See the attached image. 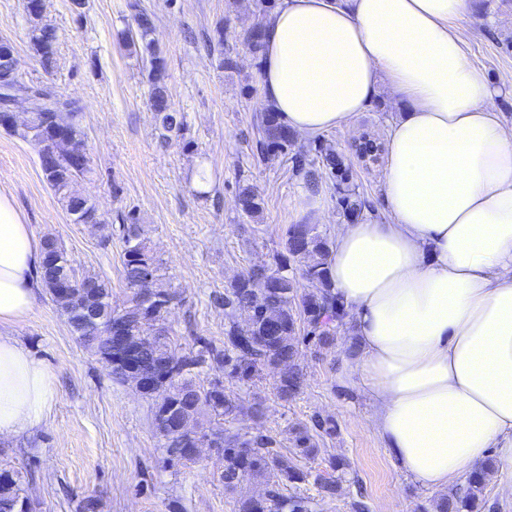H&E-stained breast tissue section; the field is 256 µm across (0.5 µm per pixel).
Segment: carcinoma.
Instances as JSON below:
<instances>
[{"label": "carcinoma", "mask_w": 512, "mask_h": 512, "mask_svg": "<svg viewBox=\"0 0 512 512\" xmlns=\"http://www.w3.org/2000/svg\"><path fill=\"white\" fill-rule=\"evenodd\" d=\"M23 8L29 23V41L43 68L49 70L55 65V30L43 20L44 11L34 7V0H25ZM135 17L137 39L132 45L149 64L150 107L164 131L179 133L184 129L185 117L174 110L169 101L164 61L154 49L157 43L154 18L143 10ZM243 43L254 55L261 51V24L244 32ZM12 52V44L0 40V121H7V113L2 108L16 90L30 92L34 106L26 122L13 123L5 131L32 142L40 156L57 148L60 137L84 141L85 132L75 102L48 86L25 81L7 62ZM259 134L257 154L260 159L288 152L292 133L280 122L276 112L261 113ZM289 161L292 174L302 175L310 183L316 185L325 178L332 181L344 217L357 218L371 210L369 201L352 182L345 155L336 149L320 143L314 157L299 153ZM42 172L74 223H104L96 206L73 189L79 178L91 172L88 156L63 151ZM237 202L247 218H257L262 212L263 199L256 186L247 180L238 182ZM119 232L124 243L122 278L131 292L122 309L112 307L110 281L95 273L75 271L74 283L67 284L45 260L39 278L76 340L98 357L112 354L114 378L128 382V367L132 363L144 368L168 366L176 371L175 380L158 395L145 394L154 401L152 425L163 438L162 448L167 459L181 463L193 461L179 438L169 436L159 425L170 405L185 396L190 402L187 421L193 429L223 435L220 481L224 488H234L246 475L265 486L262 494L239 499L237 512H311L308 498L296 492L283 494V488L289 485L296 488L310 480L325 495H335L336 479L332 474H313L290 464L280 451L282 439L262 427L244 434L224 435V419L233 418L244 409L253 418L262 419L265 415L263 402L254 401L245 406L224 389L222 381L206 384L199 378L200 369L206 367L222 372L231 381L245 384L263 371L275 370L286 363L288 372L278 376L275 383L277 395L289 400L301 392L304 374L297 363L300 340L308 338L317 349H328L336 344L337 329L343 325L344 313L336 307V296L328 277L333 242L321 234L315 224L291 225L283 251L277 254L274 263L249 266L224 286V295L215 298V302L224 307L222 345L200 339L187 352L179 354L171 346L166 326L168 305L175 295L165 282L162 264L142 239L141 227L133 212L122 216ZM43 245L44 256L54 255L66 267L73 268L66 249L57 238L47 236ZM147 271L151 282L145 294L140 284ZM298 275L307 282V288L301 293L296 288ZM118 319L123 320L125 335L130 337L128 346L123 349L111 348L107 338L100 334ZM321 433L334 435L336 423L316 417L311 427L299 425L290 429L288 441L301 455L311 456L319 451ZM489 471L488 465L480 468L477 475L469 478L464 492H454L436 501L435 512H481L485 508L481 494ZM25 499L21 473L0 468V512H18L20 502Z\"/></svg>", "instance_id": "1"}]
</instances>
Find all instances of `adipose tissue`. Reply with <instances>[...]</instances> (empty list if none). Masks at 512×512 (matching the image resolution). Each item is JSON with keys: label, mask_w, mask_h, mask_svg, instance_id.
I'll list each match as a JSON object with an SVG mask.
<instances>
[{"label": "adipose tissue", "mask_w": 512, "mask_h": 512, "mask_svg": "<svg viewBox=\"0 0 512 512\" xmlns=\"http://www.w3.org/2000/svg\"><path fill=\"white\" fill-rule=\"evenodd\" d=\"M470 0H283L262 24L260 81L302 135L346 124L387 89L390 220L344 224L328 275L369 427L421 487L489 452L512 470V131L455 27ZM42 243L0 191V441L42 427L52 369L14 331L33 311Z\"/></svg>", "instance_id": "adipose-tissue-1"}]
</instances>
